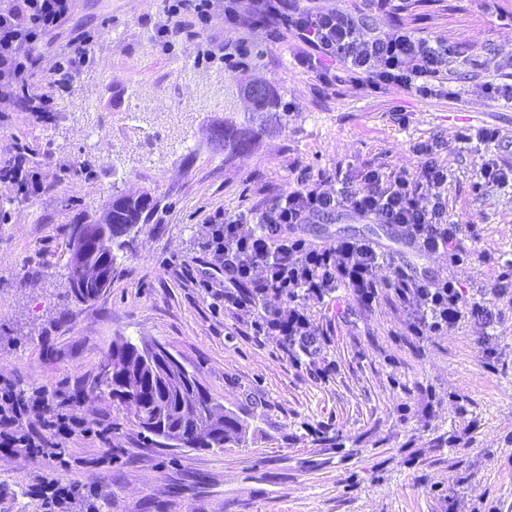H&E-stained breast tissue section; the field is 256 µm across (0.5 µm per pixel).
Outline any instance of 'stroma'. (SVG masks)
Masks as SVG:
<instances>
[{"label":"stroma","instance_id":"obj_1","mask_svg":"<svg viewBox=\"0 0 512 512\" xmlns=\"http://www.w3.org/2000/svg\"><path fill=\"white\" fill-rule=\"evenodd\" d=\"M164 21L162 0H74L45 38L27 93L0 99V160L21 149L41 180L28 196L0 180V379L61 391L76 416L112 427L111 446L74 440L68 470L0 458V512H43L32 487L45 475L94 489L100 512H512V296L493 293L512 270V186L477 177L489 160L512 164V104L485 88L512 72L503 55L512 0L494 13L479 0H400L387 18L459 53L452 100L324 86L297 63L305 46L266 26L242 32L247 69L201 64L196 42L156 45ZM86 36L89 63L70 85L52 84L50 68ZM475 56L494 68L466 65ZM254 77L280 93L287 124L225 157L211 129L245 106L225 102L224 89ZM135 110L138 128L124 120ZM90 126L107 147L87 139ZM484 128L499 132L496 146L476 139ZM420 140L446 147L448 211L473 261L412 262L453 275L466 304L494 307V322L467 311L419 340L390 300L365 309L311 299L304 306L327 341L306 369L279 337H252L225 314L224 280L205 248L209 216L261 206L304 173L416 171ZM142 191L158 206L119 251L111 285L75 301L72 225L97 218L114 195ZM300 231L317 245L400 249L393 226L346 213ZM127 338L164 346L246 424L245 440L177 448L145 438L102 382L113 345Z\"/></svg>","mask_w":512,"mask_h":512}]
</instances>
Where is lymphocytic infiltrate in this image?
I'll list each match as a JSON object with an SVG mask.
<instances>
[{
	"instance_id": "1",
	"label": "lymphocytic infiltrate",
	"mask_w": 512,
	"mask_h": 512,
	"mask_svg": "<svg viewBox=\"0 0 512 512\" xmlns=\"http://www.w3.org/2000/svg\"><path fill=\"white\" fill-rule=\"evenodd\" d=\"M73 0H0V94L26 85L28 66L41 40L71 10ZM395 0H359L354 9L325 10L302 0H224L223 44H204L206 57L243 51L239 31L247 18L285 28L305 45L301 67L328 85L351 82L373 91L396 87L420 98H451L447 44L416 38L409 27L383 28ZM167 20L157 31L163 45L202 39L212 20V0H166ZM442 144L419 141L415 172L388 175L368 167L359 183L341 175L303 180L261 209L216 213L207 247L224 274V309L246 315L252 335L279 337L289 357L312 354L321 331L301 307L304 299L334 295L372 307L383 292L414 305L412 335L438 333L460 319L465 303L453 277L409 268L369 241L340 240L316 246L299 233L305 224L348 212L406 232L415 254L444 253L450 264L470 260L459 245L461 227L448 213V168L437 161ZM111 426L75 416L68 402H50L47 388L30 391L0 382V452L25 453L46 464L65 461L75 438L109 443ZM38 489L46 512H66L90 489L42 478Z\"/></svg>"
}]
</instances>
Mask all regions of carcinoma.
Here are the masks:
<instances>
[{"instance_id":"cac0c4a2","label":"carcinoma","mask_w":512,"mask_h":512,"mask_svg":"<svg viewBox=\"0 0 512 512\" xmlns=\"http://www.w3.org/2000/svg\"><path fill=\"white\" fill-rule=\"evenodd\" d=\"M281 99L269 85L255 99L249 112L224 113L217 127L224 142V155L244 154L264 136L276 133L287 123ZM157 207L150 194L117 196L105 209L98 224L112 225V234L100 242L82 269L69 267L71 295L87 302L99 296L97 273L112 274L117 257L112 246H122L139 224H144ZM153 345L123 340L112 360V374L104 382L112 400L124 407L135 426L152 441H172L187 448H223L244 438L247 426L224 406L215 402L196 382V377L177 367L161 364Z\"/></svg>"}]
</instances>
